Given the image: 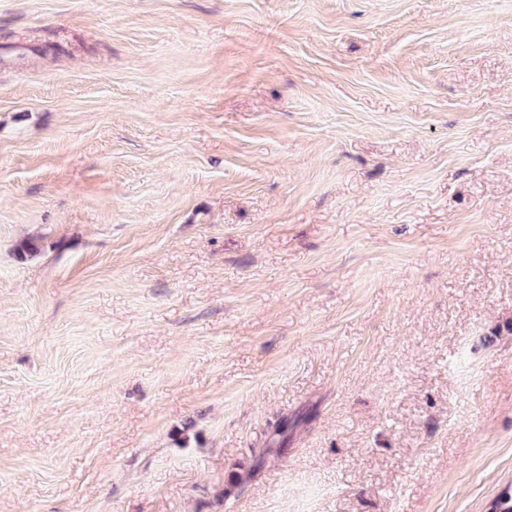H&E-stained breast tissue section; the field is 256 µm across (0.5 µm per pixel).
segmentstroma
<instances>
[{
  "mask_svg": "<svg viewBox=\"0 0 512 512\" xmlns=\"http://www.w3.org/2000/svg\"><path fill=\"white\" fill-rule=\"evenodd\" d=\"M508 490L512 0H0V512Z\"/></svg>",
  "mask_w": 512,
  "mask_h": 512,
  "instance_id": "stroma-1",
  "label": "stroma"
}]
</instances>
